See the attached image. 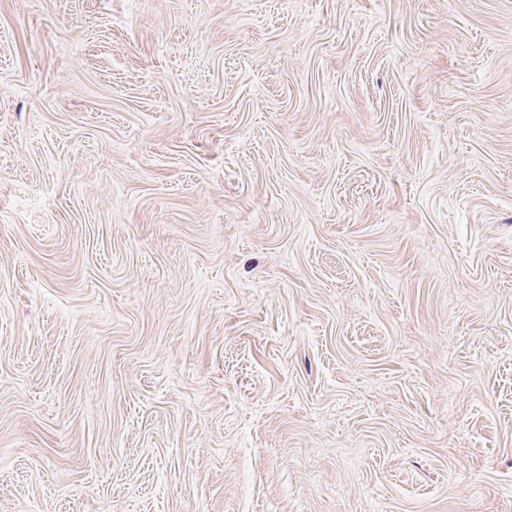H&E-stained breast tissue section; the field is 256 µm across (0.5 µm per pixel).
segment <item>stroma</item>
<instances>
[{
    "mask_svg": "<svg viewBox=\"0 0 512 512\" xmlns=\"http://www.w3.org/2000/svg\"><path fill=\"white\" fill-rule=\"evenodd\" d=\"M0 512H512V0H0Z\"/></svg>",
    "mask_w": 512,
    "mask_h": 512,
    "instance_id": "1",
    "label": "stroma"
}]
</instances>
